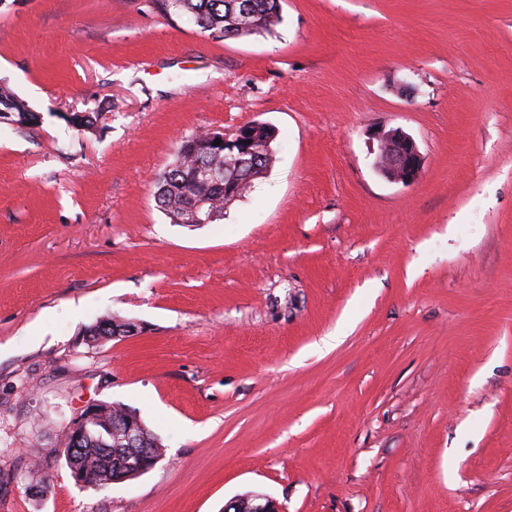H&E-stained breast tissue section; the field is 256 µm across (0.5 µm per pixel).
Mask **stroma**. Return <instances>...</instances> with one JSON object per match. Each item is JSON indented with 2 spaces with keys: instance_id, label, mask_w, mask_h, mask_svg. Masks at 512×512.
Listing matches in <instances>:
<instances>
[{
  "instance_id": "stroma-1",
  "label": "stroma",
  "mask_w": 512,
  "mask_h": 512,
  "mask_svg": "<svg viewBox=\"0 0 512 512\" xmlns=\"http://www.w3.org/2000/svg\"><path fill=\"white\" fill-rule=\"evenodd\" d=\"M280 5L230 40L158 0L0 5V81L40 116L0 125V512H512V0ZM251 121L271 169L171 222L176 140ZM376 123L415 184L374 170ZM108 316L138 334L86 342ZM91 402L162 460L103 490L59 463L36 502ZM371 139L376 142L374 168L392 183L411 185L415 183L423 168L424 158L415 139L402 128H386L383 125L371 130ZM224 512H281L278 503L269 495L251 492L237 495L224 504Z\"/></svg>"
}]
</instances>
